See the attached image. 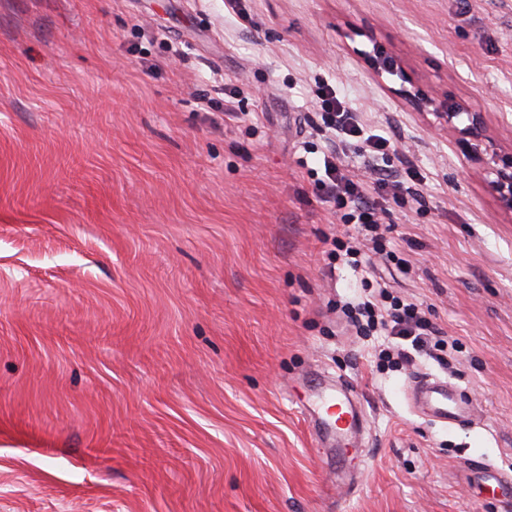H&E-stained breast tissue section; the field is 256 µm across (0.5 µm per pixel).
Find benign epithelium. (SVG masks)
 I'll return each mask as SVG.
<instances>
[{"label": "benign epithelium", "mask_w": 512, "mask_h": 512, "mask_svg": "<svg viewBox=\"0 0 512 512\" xmlns=\"http://www.w3.org/2000/svg\"><path fill=\"white\" fill-rule=\"evenodd\" d=\"M417 110L430 113L436 125L468 140L483 160L486 184L499 207L512 215V150L507 152L488 134L482 113L438 97H414Z\"/></svg>", "instance_id": "7a95c632"}]
</instances>
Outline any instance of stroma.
Wrapping results in <instances>:
<instances>
[{"instance_id":"stroma-1","label":"stroma","mask_w":512,"mask_h":512,"mask_svg":"<svg viewBox=\"0 0 512 512\" xmlns=\"http://www.w3.org/2000/svg\"><path fill=\"white\" fill-rule=\"evenodd\" d=\"M241 6L0 0V512H512V217L400 95L511 147L512 0ZM327 84L411 187L370 275L329 256L324 152L372 175ZM379 286L451 350L379 366L391 337L341 319ZM422 376L461 420L420 409ZM327 386L357 434L315 431ZM322 107L336 116V127L342 131L346 138L358 139L362 128L353 121L346 102L337 96L336 89L326 87L321 95Z\"/></svg>"}]
</instances>
